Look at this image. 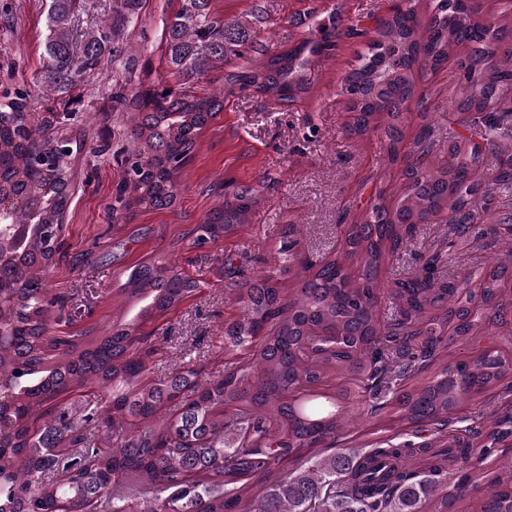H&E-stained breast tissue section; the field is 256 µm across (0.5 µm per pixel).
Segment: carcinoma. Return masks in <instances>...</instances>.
<instances>
[{"label":"carcinoma","instance_id":"obj_1","mask_svg":"<svg viewBox=\"0 0 512 512\" xmlns=\"http://www.w3.org/2000/svg\"><path fill=\"white\" fill-rule=\"evenodd\" d=\"M404 0L371 29L344 25L340 7L312 8L306 38L273 53L244 16L213 13V0H179L163 23L162 57L184 79L169 94L139 81L124 41L143 0H50L38 80L65 94L103 62L126 73L112 88L113 111L130 113L131 149L113 212L167 209L198 135L224 109V91H248L277 104L313 96L311 57L344 38H360L359 63L340 80L349 120L345 140L375 139L399 172L393 197L379 191L364 209L337 217L342 248L315 264L294 239L254 257L249 274L228 265L226 292L238 317L224 324L232 359L218 374L194 359L151 374L156 353L142 327L198 293L202 280L161 255L130 266L118 293L129 315L98 336L56 333L66 297L46 288V264L60 248L70 202L69 157L83 144L46 135L22 92L0 94V202L27 227L18 249H0V512H512V468L461 470L482 463L512 436V416L475 411L452 420L489 390L512 391L509 362L480 347L505 322L504 284L512 248L491 270L448 276L447 246L415 253L387 276L424 224H494L512 233L497 209L512 191V0L491 14L479 0ZM468 49L466 55L459 47ZM454 62V131L441 140L429 112L442 91L421 79ZM224 90L200 96L187 84L218 64ZM421 119L406 140L405 114ZM271 178L224 190V207L192 233L203 248L252 220ZM301 281L295 298L283 282ZM386 293L390 316L379 308ZM479 349L448 363V347ZM96 387L100 396L86 393ZM353 406L410 428L429 427L416 445L385 439L358 454L335 448ZM308 448L329 453L306 455ZM294 459L290 468L285 460ZM418 460L411 467L408 460Z\"/></svg>","mask_w":512,"mask_h":512}]
</instances>
